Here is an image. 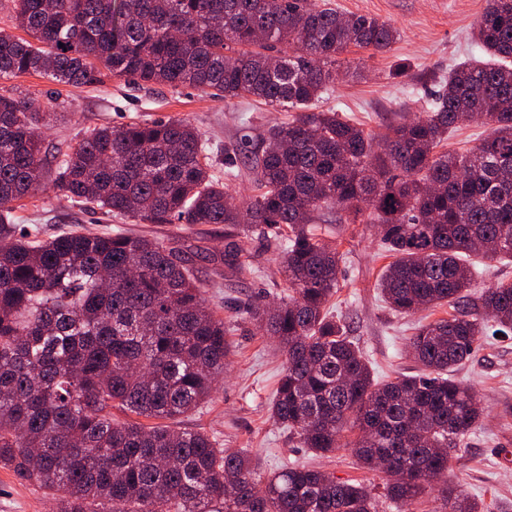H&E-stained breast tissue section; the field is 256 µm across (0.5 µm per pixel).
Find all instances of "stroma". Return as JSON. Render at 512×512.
I'll return each instance as SVG.
<instances>
[{"mask_svg": "<svg viewBox=\"0 0 512 512\" xmlns=\"http://www.w3.org/2000/svg\"><path fill=\"white\" fill-rule=\"evenodd\" d=\"M331 3L346 15L376 17L399 33L385 51L352 46L337 54L336 82L319 103L320 109L339 112L375 136H383L391 125L422 112L452 67L484 57L474 37V24L486 0ZM58 100L65 118L47 130L46 143L63 151L74 147L89 127L169 117L187 119L210 144L244 139L255 143L268 126L287 116L286 111L252 98L226 101L194 88L146 85L115 76L81 87H60ZM14 221L39 228L45 238L88 229L127 230L164 243L175 240L191 252L205 280L213 278L212 258L223 253L226 243L220 224H136L105 216L48 188L36 190L33 198L15 209ZM334 231L342 258L339 290L329 302L331 312L348 326L375 380L414 374L417 365L409 339L416 324L425 320V312L403 316L384 301L378 280L390 256L376 225L338 224ZM245 248L256 255V272L225 278L222 287L207 288L204 294L208 306L234 325L226 337L230 354L224 376L207 403L181 418V427L208 434L220 448L244 452L261 473L306 463L369 487L378 501V512H398L384 490L381 474L363 467L350 449L313 456L271 418L269 405L285 358L272 339L240 319L239 310L251 298L272 302L282 296L285 285L279 267L283 254L261 250L256 238L246 240ZM454 378L476 389L483 420L480 428L451 450L446 481L484 502L489 512H512V333L501 335L496 326H489L475 356ZM53 506L44 490L0 468V512H52Z\"/></svg>", "mask_w": 512, "mask_h": 512, "instance_id": "35a3bbf8", "label": "stroma"}]
</instances>
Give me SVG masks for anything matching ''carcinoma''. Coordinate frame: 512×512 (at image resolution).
Masks as SVG:
<instances>
[{
	"label": "carcinoma",
	"mask_w": 512,
	"mask_h": 512,
	"mask_svg": "<svg viewBox=\"0 0 512 512\" xmlns=\"http://www.w3.org/2000/svg\"><path fill=\"white\" fill-rule=\"evenodd\" d=\"M20 37L0 28V80L37 74L65 85L103 75L253 96L296 111L245 158L256 194L241 209L185 119L102 125L72 152L44 148L53 105L0 93V467L48 492L56 512H376L361 485L295 465L260 475L252 459L172 423L224 374V318L179 248L148 236L20 231L13 204L42 182L110 217L144 224H223L221 260L246 271L242 239L283 248L288 293L241 315L272 338L285 368L270 405L301 447L349 448L409 507L448 472V450L482 421L477 394L451 372L480 347L488 321L512 331V283L469 306L468 258L512 260V0H487L475 37L487 59L463 62L431 107L390 128L384 145L316 110L350 45L381 52L390 24L308 0H9ZM481 118L490 133L463 153L448 132ZM341 224L365 212L393 257L379 288L402 315L448 306L409 345L414 375L375 381L327 310L337 292ZM162 419L117 422L112 408ZM448 512H485L460 489Z\"/></svg>",
	"instance_id": "obj_1"
}]
</instances>
